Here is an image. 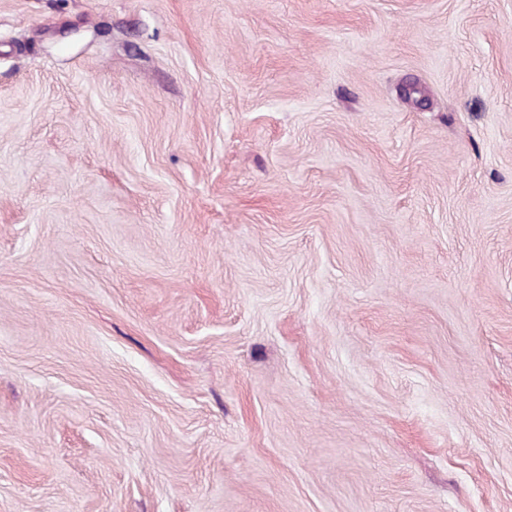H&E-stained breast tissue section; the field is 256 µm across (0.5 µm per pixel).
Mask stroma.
<instances>
[{
    "label": "stroma",
    "mask_w": 512,
    "mask_h": 512,
    "mask_svg": "<svg viewBox=\"0 0 512 512\" xmlns=\"http://www.w3.org/2000/svg\"><path fill=\"white\" fill-rule=\"evenodd\" d=\"M0 512H512V0H0Z\"/></svg>",
    "instance_id": "35a3bbf8"
}]
</instances>
